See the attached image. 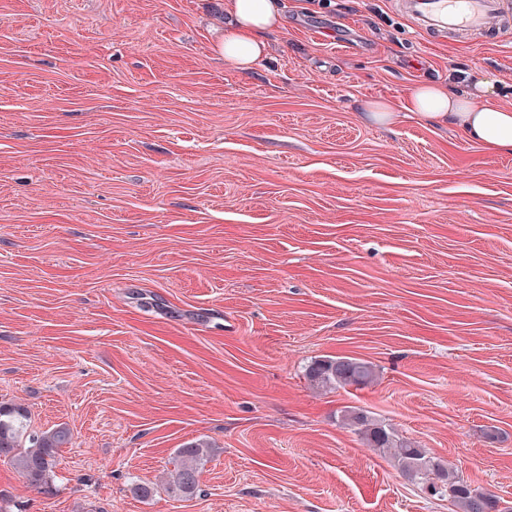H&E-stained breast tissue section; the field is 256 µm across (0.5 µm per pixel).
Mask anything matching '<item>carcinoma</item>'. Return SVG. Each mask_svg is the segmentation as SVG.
I'll return each mask as SVG.
<instances>
[{
    "instance_id": "carcinoma-1",
    "label": "carcinoma",
    "mask_w": 512,
    "mask_h": 512,
    "mask_svg": "<svg viewBox=\"0 0 512 512\" xmlns=\"http://www.w3.org/2000/svg\"><path fill=\"white\" fill-rule=\"evenodd\" d=\"M310 384L322 391L361 389L373 384L376 371L372 364L349 356H327L312 361L306 368ZM343 423L355 431L366 444L391 459L411 483L437 499H448L457 512H512L501 506V498L489 493L485 500L472 495L471 485L459 476L446 460L432 455L415 441L399 436L391 425L348 407L343 410ZM72 444V433L58 425L37 432L30 428L27 407L19 403L0 402V457L7 459L21 474L29 487L50 492L62 448ZM211 445L195 440L178 449L174 469L165 483L168 492L177 498L195 495L199 476L210 457Z\"/></svg>"
}]
</instances>
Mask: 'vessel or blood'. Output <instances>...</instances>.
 <instances>
[{
  "mask_svg": "<svg viewBox=\"0 0 512 512\" xmlns=\"http://www.w3.org/2000/svg\"><path fill=\"white\" fill-rule=\"evenodd\" d=\"M422 33L441 39L481 38L504 17L501 0H398Z\"/></svg>",
  "mask_w": 512,
  "mask_h": 512,
  "instance_id": "1",
  "label": "vessel or blood"
}]
</instances>
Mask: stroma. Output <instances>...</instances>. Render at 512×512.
I'll use <instances>...</instances> for the list:
<instances>
[{"label": "stroma", "mask_w": 512, "mask_h": 512, "mask_svg": "<svg viewBox=\"0 0 512 512\" xmlns=\"http://www.w3.org/2000/svg\"><path fill=\"white\" fill-rule=\"evenodd\" d=\"M224 2L0 0V402L73 434L50 495L0 458V512H452L347 407L512 503V155L360 111L470 73L512 105V26L280 0L244 75ZM325 355L378 380L315 391ZM211 447L209 442L198 439L178 449L174 469L168 472L165 483L173 497L187 498L197 493L199 476L210 457Z\"/></svg>", "instance_id": "35a3bbf8"}]
</instances>
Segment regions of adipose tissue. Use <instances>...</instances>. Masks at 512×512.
Returning <instances> with one entry per match:
<instances>
[{
	"label": "adipose tissue",
	"mask_w": 512,
	"mask_h": 512,
	"mask_svg": "<svg viewBox=\"0 0 512 512\" xmlns=\"http://www.w3.org/2000/svg\"><path fill=\"white\" fill-rule=\"evenodd\" d=\"M228 21L216 51L242 72L251 71L267 53L269 32L281 22L278 0H226ZM476 96L451 93L442 84L416 86L402 102L365 103L367 118L384 121L396 112L457 127L463 135L496 154H512V108L490 96L487 81L474 83Z\"/></svg>",
	"instance_id": "ef3b65f1"
}]
</instances>
